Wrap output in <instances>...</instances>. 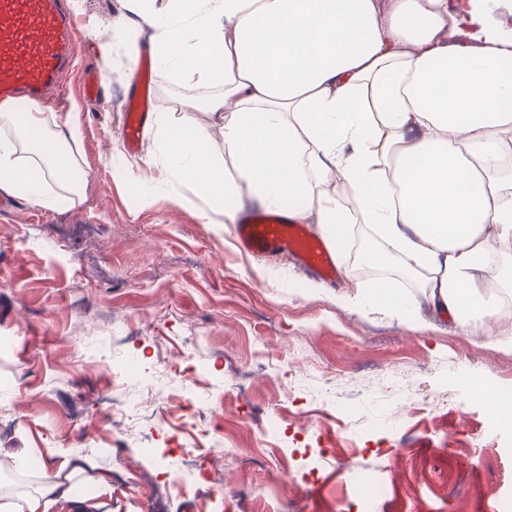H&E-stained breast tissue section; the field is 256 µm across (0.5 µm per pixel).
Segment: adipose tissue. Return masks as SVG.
Returning a JSON list of instances; mask_svg holds the SVG:
<instances>
[{
  "label": "adipose tissue",
  "mask_w": 512,
  "mask_h": 512,
  "mask_svg": "<svg viewBox=\"0 0 512 512\" xmlns=\"http://www.w3.org/2000/svg\"><path fill=\"white\" fill-rule=\"evenodd\" d=\"M463 21L448 0H137L161 76L216 86L186 109L224 130L154 117L157 186L189 189L215 224L227 197L302 201L333 243L371 225V265L424 273L431 309L476 325L498 313L477 273L512 258V4L483 0ZM0 193L56 208L74 193L64 145L73 112H17L0 101ZM234 173L226 175L224 162ZM97 487L74 494L77 480ZM0 512H112L111 473L89 474L81 449L59 452L37 488H0Z\"/></svg>",
  "instance_id": "ef3b65f1"
}]
</instances>
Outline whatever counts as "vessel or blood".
I'll return each instance as SVG.
<instances>
[{"label": "vessel or blood", "instance_id": "vessel-or-blood-1", "mask_svg": "<svg viewBox=\"0 0 512 512\" xmlns=\"http://www.w3.org/2000/svg\"><path fill=\"white\" fill-rule=\"evenodd\" d=\"M78 31L65 0H0V98L29 107L48 91L62 89L78 69L84 92L97 93L106 74L101 68H78ZM236 238L243 252L278 251L324 277L334 274L336 259L328 244L287 213H248L236 226Z\"/></svg>", "mask_w": 512, "mask_h": 512}]
</instances>
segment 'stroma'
Listing matches in <instances>:
<instances>
[{"label":"stroma","mask_w":512,"mask_h":512,"mask_svg":"<svg viewBox=\"0 0 512 512\" xmlns=\"http://www.w3.org/2000/svg\"><path fill=\"white\" fill-rule=\"evenodd\" d=\"M131 0H75L106 62L101 94L69 79L50 112H74L68 148L89 178L61 208L12 199L0 210V466L36 484L55 451L83 448L100 471L125 479L115 512H213L172 484V456L223 448V512H504L512 501V431L460 386L464 376L512 389V315L463 326L428 306L405 320L349 305L368 233L356 224L329 283L282 256L240 254L233 225L208 221L189 190L157 196L151 131L128 150V85L143 76L149 110L222 129L184 104L213 94L188 76L137 70L149 39ZM169 367L209 393L201 414L187 396L145 390ZM137 404L138 436L98 405ZM24 458L15 469V458Z\"/></svg>","instance_id":"stroma-1"}]
</instances>
